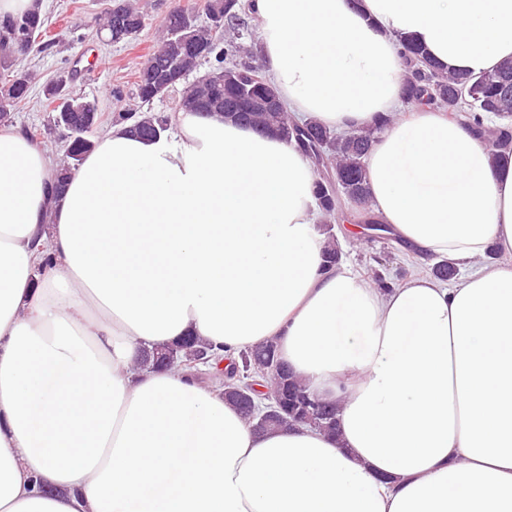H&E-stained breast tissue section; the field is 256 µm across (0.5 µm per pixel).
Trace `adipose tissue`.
Here are the masks:
<instances>
[{
	"label": "adipose tissue",
	"mask_w": 512,
	"mask_h": 512,
	"mask_svg": "<svg viewBox=\"0 0 512 512\" xmlns=\"http://www.w3.org/2000/svg\"><path fill=\"white\" fill-rule=\"evenodd\" d=\"M250 5L287 112L378 126L376 214L470 273L383 291L324 266L310 162L219 116L109 127L59 195L1 124L0 512H512V155L447 113L397 116L398 38L490 71L512 59V0ZM185 336L276 339L338 433H258L184 371L138 368Z\"/></svg>",
	"instance_id": "obj_1"
}]
</instances>
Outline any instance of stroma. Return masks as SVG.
Wrapping results in <instances>:
<instances>
[{
  "instance_id": "1",
  "label": "stroma",
  "mask_w": 512,
  "mask_h": 512,
  "mask_svg": "<svg viewBox=\"0 0 512 512\" xmlns=\"http://www.w3.org/2000/svg\"><path fill=\"white\" fill-rule=\"evenodd\" d=\"M205 0H141L147 26L137 39L113 44L102 28L112 0H42L41 12L48 19V35L26 55L17 57L15 69L35 75L38 84L65 80L69 89L95 103L101 127L121 123L126 113L145 110L170 116L177 110L179 92L142 104L134 96V77L148 55L165 36L168 14L180 7L202 9ZM351 223L339 220L327 225L342 253L346 270L371 277L375 258H383L386 276L395 285L427 275L430 263L421 261L395 242L351 234Z\"/></svg>"
}]
</instances>
